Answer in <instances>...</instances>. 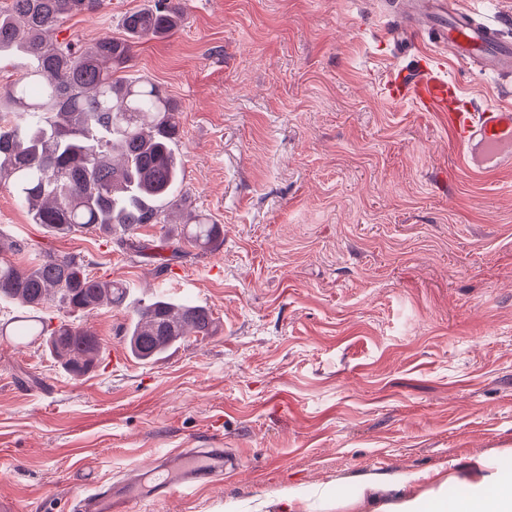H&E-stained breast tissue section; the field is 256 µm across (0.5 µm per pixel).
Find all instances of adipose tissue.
Instances as JSON below:
<instances>
[{"mask_svg":"<svg viewBox=\"0 0 512 512\" xmlns=\"http://www.w3.org/2000/svg\"><path fill=\"white\" fill-rule=\"evenodd\" d=\"M471 488L470 496L453 502L410 488L374 512H512V473L475 474Z\"/></svg>","mask_w":512,"mask_h":512,"instance_id":"1","label":"adipose tissue"}]
</instances>
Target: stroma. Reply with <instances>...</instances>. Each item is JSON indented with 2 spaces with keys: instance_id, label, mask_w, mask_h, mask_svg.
I'll return each mask as SVG.
<instances>
[{
  "instance_id": "1",
  "label": "stroma",
  "mask_w": 512,
  "mask_h": 512,
  "mask_svg": "<svg viewBox=\"0 0 512 512\" xmlns=\"http://www.w3.org/2000/svg\"><path fill=\"white\" fill-rule=\"evenodd\" d=\"M105 0L54 37L120 38ZM183 27L135 44L127 74L177 108L181 204L222 225L210 250L168 269L124 242L51 235L0 184V238L74 255L126 284L125 305L54 312L101 353L73 377L40 343L0 336V496L70 512L74 493L213 432L234 477L145 512H367L366 481L414 486L441 471L469 489L478 467L512 468V171L462 172L435 113L395 104L380 0H173ZM202 301L216 335L142 363L134 309L157 292Z\"/></svg>"
}]
</instances>
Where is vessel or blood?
I'll use <instances>...</instances> for the list:
<instances>
[{
	"label": "vessel or blood",
	"mask_w": 512,
	"mask_h": 512,
	"mask_svg": "<svg viewBox=\"0 0 512 512\" xmlns=\"http://www.w3.org/2000/svg\"><path fill=\"white\" fill-rule=\"evenodd\" d=\"M403 4L398 27L402 42L428 31L445 51L407 54L385 81L389 96L413 102L420 111L447 121L457 161L471 175L489 178L512 167V103L475 104L446 72L451 58L477 63L486 76L512 80V39L503 34L512 23L498 16L486 18L458 0H403ZM152 468L167 472L168 480L149 486L131 468L123 478L79 494L72 512H140L146 503L223 482L225 474L238 470L239 461L215 437L207 448H177L158 455Z\"/></svg>",
	"instance_id": "vessel-or-blood-1"
}]
</instances>
